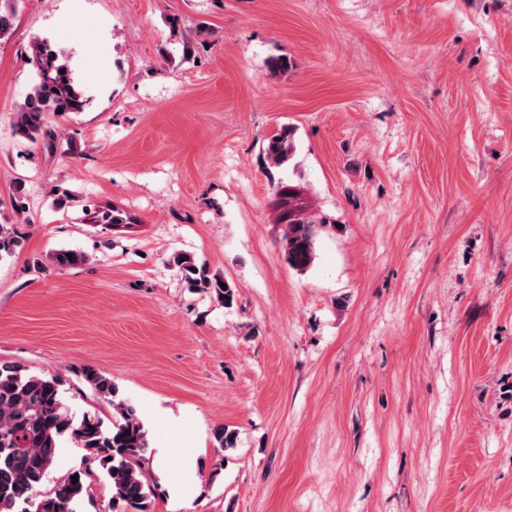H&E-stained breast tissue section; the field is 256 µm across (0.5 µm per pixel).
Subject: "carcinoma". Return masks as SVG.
Masks as SVG:
<instances>
[{
    "label": "carcinoma",
    "instance_id": "1",
    "mask_svg": "<svg viewBox=\"0 0 512 512\" xmlns=\"http://www.w3.org/2000/svg\"><path fill=\"white\" fill-rule=\"evenodd\" d=\"M16 12L14 0H0V41L12 36ZM25 57L35 75V84L17 111L16 132L33 142L40 139L51 145L55 132L48 125L49 114L81 112L88 98L75 83L62 52L50 42L32 43ZM293 150L286 126L267 138L265 151L276 166L286 163ZM92 220L112 228L134 223L133 217L115 206L95 211ZM315 239V221L288 212L282 243L292 268L304 272L311 267L316 258ZM23 246L24 237L14 226L0 224V260ZM48 261L64 268L85 263L87 256L63 249L49 254ZM173 263L185 278L210 290L220 302L233 304L235 288L229 283L221 287L224 279L209 275L193 256L178 254ZM80 377L118 414L119 420L112 426L105 425L96 415L76 417L63 400L59 378L34 376L18 365L0 364V512H78L90 492L88 469L73 470L60 478L50 492L40 491L65 438L90 450L92 462L112 487V512H148L156 488L144 469L149 437L137 409L119 397V387L107 374L85 367ZM213 440L215 447L224 452L237 447L236 432L224 426L214 429ZM74 475L79 479L72 480Z\"/></svg>",
    "mask_w": 512,
    "mask_h": 512
}]
</instances>
